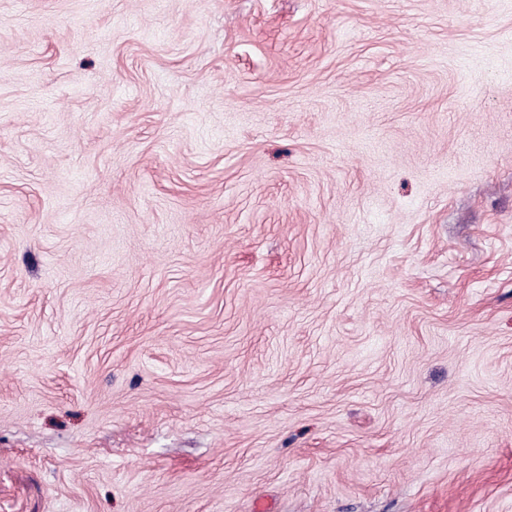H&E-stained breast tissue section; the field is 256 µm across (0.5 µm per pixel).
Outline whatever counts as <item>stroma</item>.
I'll return each instance as SVG.
<instances>
[{
	"label": "stroma",
	"mask_w": 512,
	"mask_h": 512,
	"mask_svg": "<svg viewBox=\"0 0 512 512\" xmlns=\"http://www.w3.org/2000/svg\"><path fill=\"white\" fill-rule=\"evenodd\" d=\"M512 512V0H0V512Z\"/></svg>",
	"instance_id": "35a3bbf8"
}]
</instances>
